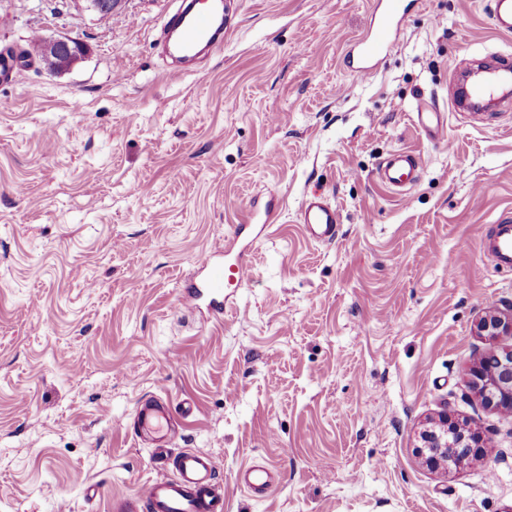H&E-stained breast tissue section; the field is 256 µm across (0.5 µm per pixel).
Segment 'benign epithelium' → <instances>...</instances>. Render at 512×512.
Listing matches in <instances>:
<instances>
[{
    "label": "benign epithelium",
    "mask_w": 512,
    "mask_h": 512,
    "mask_svg": "<svg viewBox=\"0 0 512 512\" xmlns=\"http://www.w3.org/2000/svg\"><path fill=\"white\" fill-rule=\"evenodd\" d=\"M96 14L114 13L124 4V0H86ZM87 45L78 38H41L37 54L51 72L59 71L62 58L75 64L85 56ZM480 335L493 341L499 336L512 335V307L507 313L486 316L477 324ZM470 386L489 408L501 415H512V347L480 354L472 359ZM426 448L435 456L450 461L469 458L472 449L486 448L488 443L479 435L466 431L460 425L440 420L439 430H426L422 433Z\"/></svg>",
    "instance_id": "benign-epithelium-1"
}]
</instances>
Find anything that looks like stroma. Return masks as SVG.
I'll return each instance as SVG.
<instances>
[{
  "label": "stroma",
  "instance_id": "35a3bbf8",
  "mask_svg": "<svg viewBox=\"0 0 512 512\" xmlns=\"http://www.w3.org/2000/svg\"><path fill=\"white\" fill-rule=\"evenodd\" d=\"M372 0H231L224 46L177 71L157 45L179 0H0V512H113L169 474L131 422L167 399L171 452H210L225 512H512V416L467 384L480 317L512 305V270L480 239L512 217V111L451 112L456 65L512 53L490 0H421L366 78L344 55ZM87 54L48 72L33 36ZM448 115V144L416 114ZM421 156L406 194L378 168ZM341 214L305 236L307 196ZM272 227L223 321L184 309L198 257L250 214ZM447 414L486 452L426 465ZM260 463L268 494L237 474ZM307 236L318 242L336 241L340 227V214L336 205L321 194L306 198L296 216Z\"/></svg>",
  "mask_w": 512,
  "mask_h": 512
}]
</instances>
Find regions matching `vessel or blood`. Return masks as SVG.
<instances>
[{
  "instance_id": "1",
  "label": "vessel or blood",
  "mask_w": 512,
  "mask_h": 512,
  "mask_svg": "<svg viewBox=\"0 0 512 512\" xmlns=\"http://www.w3.org/2000/svg\"><path fill=\"white\" fill-rule=\"evenodd\" d=\"M406 11L404 0H373L371 25L353 42L345 57L346 67L353 76L366 77L387 55ZM491 20L497 33L511 35L512 0H492ZM231 22L226 0H181L179 7L165 20L163 40L171 44L182 62L191 64L200 48L223 47ZM417 123L429 137L446 140V113L421 110ZM421 167L416 154L400 150L383 161L378 176L384 186L401 194L417 181ZM296 221L312 240L332 243L338 236L339 211L323 195L315 193L306 198ZM249 230V225H236L233 238L225 241L223 250H211L199 258L204 281L201 286L188 290L184 299L187 308L203 304L215 319H223L228 290L248 277V255L238 244ZM482 246L497 266L512 267V221L504 219L495 224ZM133 431L159 451H166L172 433L168 405L158 397L141 400ZM170 465L172 476L149 481L138 496L139 502L147 503L151 512H224V489L216 480L217 466L208 454L188 448L176 454ZM239 482L252 494L263 495L275 480L266 469L251 465L241 470Z\"/></svg>"
}]
</instances>
